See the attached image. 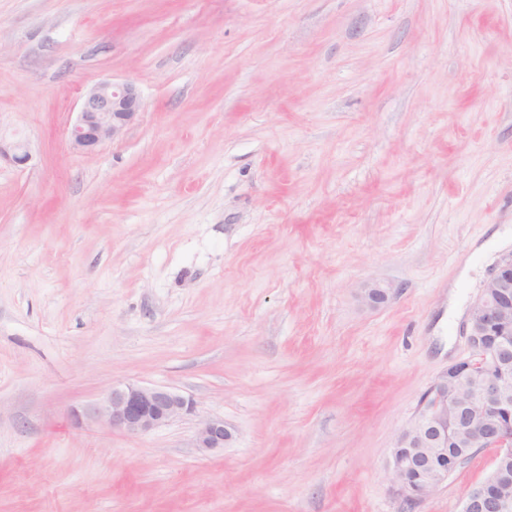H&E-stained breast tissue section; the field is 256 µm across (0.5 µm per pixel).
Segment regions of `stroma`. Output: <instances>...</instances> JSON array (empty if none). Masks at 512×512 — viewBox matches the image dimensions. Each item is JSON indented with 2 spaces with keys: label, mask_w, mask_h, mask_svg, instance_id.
I'll return each instance as SVG.
<instances>
[{
  "label": "stroma",
  "mask_w": 512,
  "mask_h": 512,
  "mask_svg": "<svg viewBox=\"0 0 512 512\" xmlns=\"http://www.w3.org/2000/svg\"><path fill=\"white\" fill-rule=\"evenodd\" d=\"M104 79L141 111L75 150ZM18 142L0 512H461L494 449L419 500L388 467L512 251V0H0ZM126 383L195 411L74 422ZM215 417L233 438L201 452Z\"/></svg>",
  "instance_id": "35a3bbf8"
}]
</instances>
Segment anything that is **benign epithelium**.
<instances>
[{
    "mask_svg": "<svg viewBox=\"0 0 512 512\" xmlns=\"http://www.w3.org/2000/svg\"><path fill=\"white\" fill-rule=\"evenodd\" d=\"M141 110L132 83L104 80L82 98L77 120L68 130L73 148L91 153L121 136ZM391 289L374 282L365 286V302L376 307L389 299ZM512 320V253L501 258L472 307L469 323L471 358L441 374L427 391L417 415L400 432L391 454L390 475L397 491L409 499L425 497L448 479L439 468L425 484L416 482L439 449L448 447V421L466 413L458 437L471 448H493L497 455L512 453V421L504 420L512 400V344L503 327ZM195 411L192 399L164 388L124 384L112 390L93 409L94 416L112 427L148 433L176 417ZM232 439L221 418L201 422L196 447L203 452L224 447ZM508 475L493 472L462 499V512H512V497L498 492Z\"/></svg>",
    "mask_w": 512,
    "mask_h": 512,
    "instance_id": "1",
    "label": "benign epithelium"
}]
</instances>
